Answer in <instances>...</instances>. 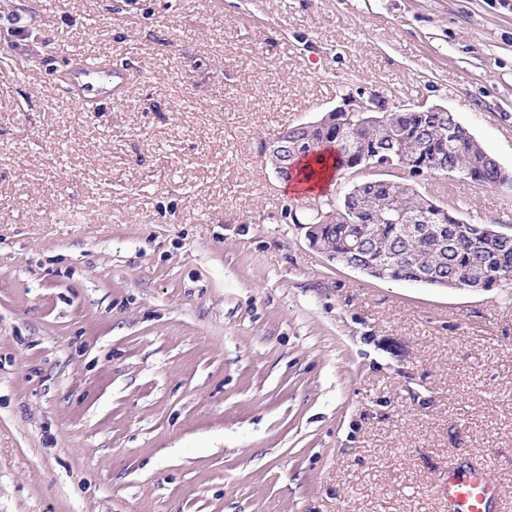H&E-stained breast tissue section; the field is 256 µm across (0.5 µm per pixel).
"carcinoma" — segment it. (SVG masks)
<instances>
[{
    "label": "carcinoma",
    "instance_id": "1",
    "mask_svg": "<svg viewBox=\"0 0 512 512\" xmlns=\"http://www.w3.org/2000/svg\"><path fill=\"white\" fill-rule=\"evenodd\" d=\"M393 123L407 132L404 154L408 175L389 183L371 182L356 190L347 189L338 199L341 210L355 212L324 225L321 246L336 253L339 264L379 266L378 279L430 283L440 274L448 284L488 291L512 288V246L505 247L498 232L470 224L456 213L453 202L440 203L418 191L415 182L440 172L454 171L479 187L512 188V170L500 165L458 120L446 112H393ZM364 117L336 130L319 126L288 127V140L300 142L289 154L283 179L296 175L294 159L321 160L324 152H335V169L348 165L372 166L392 154L387 133L377 141L365 139ZM402 213H427L434 223L425 225L421 236L411 237L406 225L387 220L382 205ZM319 201L307 208L304 217L291 216L294 224H318ZM361 242V248L354 247Z\"/></svg>",
    "mask_w": 512,
    "mask_h": 512
}]
</instances>
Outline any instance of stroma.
<instances>
[{"mask_svg":"<svg viewBox=\"0 0 512 512\" xmlns=\"http://www.w3.org/2000/svg\"><path fill=\"white\" fill-rule=\"evenodd\" d=\"M361 88L512 169V0H0V512H448L470 464L512 512V289L329 262L264 154ZM70 73L87 78H100L106 77V80L112 79V90L104 98L106 103H112L121 97L124 91L125 74L119 69L112 68V61L107 59L102 65L92 62H82L79 56L74 57L70 61Z\"/></svg>","mask_w":512,"mask_h":512,"instance_id":"1","label":"stroma"}]
</instances>
